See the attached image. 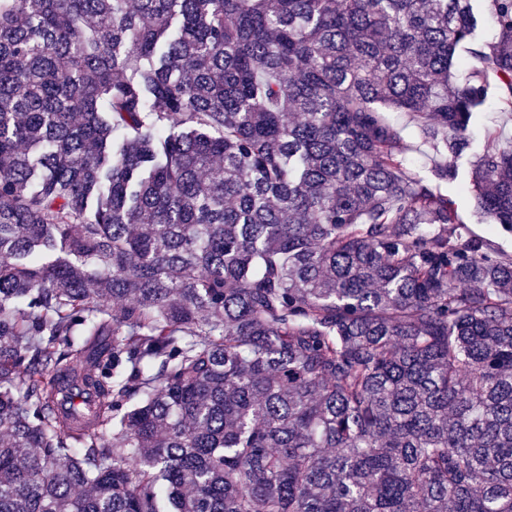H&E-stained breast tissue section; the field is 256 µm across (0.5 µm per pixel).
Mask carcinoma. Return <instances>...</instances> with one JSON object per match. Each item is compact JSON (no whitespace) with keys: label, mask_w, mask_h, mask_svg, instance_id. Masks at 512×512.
<instances>
[{"label":"carcinoma","mask_w":512,"mask_h":512,"mask_svg":"<svg viewBox=\"0 0 512 512\" xmlns=\"http://www.w3.org/2000/svg\"><path fill=\"white\" fill-rule=\"evenodd\" d=\"M481 2L0 0V512H512ZM464 185L462 181L448 182L442 185V190L456 200L458 211L466 220L465 226L469 232L477 237L487 238L492 241L496 249L505 255L512 256V232L505 231L500 227L496 231H490V224H480L475 221L474 208L468 195L461 193L460 188Z\"/></svg>","instance_id":"cac0c4a2"}]
</instances>
